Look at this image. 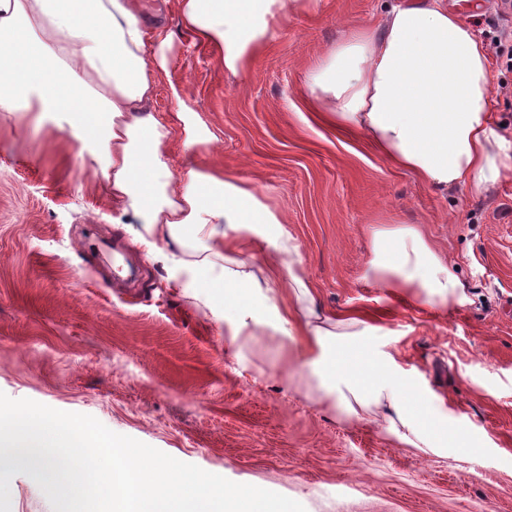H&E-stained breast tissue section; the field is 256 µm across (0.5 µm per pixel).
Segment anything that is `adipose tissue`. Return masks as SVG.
<instances>
[{"instance_id":"adipose-tissue-1","label":"adipose tissue","mask_w":512,"mask_h":512,"mask_svg":"<svg viewBox=\"0 0 512 512\" xmlns=\"http://www.w3.org/2000/svg\"><path fill=\"white\" fill-rule=\"evenodd\" d=\"M319 0H177L182 26L211 45L225 72L248 74L288 17ZM139 0H0V117L31 112L64 120L82 166L99 174L114 208L132 216L125 231L147 257L196 275L195 298L217 312L223 289L237 351L257 328L281 336V353L316 378L325 399L348 414L382 408L401 444L442 455L448 425L392 356L379 354L358 319L317 309L299 245L257 187L233 172L166 162L171 130L151 110L166 87L182 116L185 85L169 79L174 34H147ZM311 104L336 128H352L392 164L435 188L479 192L512 172V137L492 122L488 50L445 0H401L376 28L347 27L310 70ZM268 241L262 261L229 236ZM366 270L379 287L445 306L466 300L462 284L418 227L370 229Z\"/></svg>"}]
</instances>
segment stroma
<instances>
[{"mask_svg":"<svg viewBox=\"0 0 512 512\" xmlns=\"http://www.w3.org/2000/svg\"><path fill=\"white\" fill-rule=\"evenodd\" d=\"M397 2L319 0L237 77L210 47L176 37L169 71L194 113L181 120L163 89L153 108L172 130V172L191 159L255 184L281 218L270 233L297 239L318 305L363 315L375 347L462 443L425 455L388 434L384 411L345 418L279 357V337L228 351L230 322L166 287L51 115L0 119V392L93 416L306 512H512V175L478 195L434 189L321 123L303 97L346 27L378 25ZM447 2L485 45L512 47L503 0ZM489 69L493 121L511 134L512 71L494 56ZM191 126L208 141L187 156ZM389 220L422 229L465 303L403 302L366 278L368 229ZM36 462L11 453L8 467L23 472L10 482V512H53L29 476Z\"/></svg>","mask_w":512,"mask_h":512,"instance_id":"1","label":"stroma"}]
</instances>
